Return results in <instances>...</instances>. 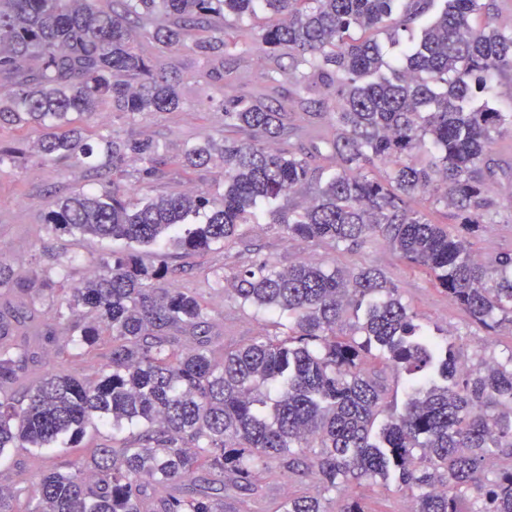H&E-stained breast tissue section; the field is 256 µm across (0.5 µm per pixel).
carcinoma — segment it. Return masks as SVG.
<instances>
[{"instance_id":"obj_1","label":"carcinoma","mask_w":512,"mask_h":512,"mask_svg":"<svg viewBox=\"0 0 512 512\" xmlns=\"http://www.w3.org/2000/svg\"><path fill=\"white\" fill-rule=\"evenodd\" d=\"M444 2L388 59L377 36L412 28L434 0H0V129L40 126L32 149L101 179L50 203L45 224L155 247L151 265L131 248L70 288L63 268L37 288L19 283L0 257L3 295L21 298L0 308V457L75 448L96 419L134 433L72 471H43L26 512H224L216 490L261 495L309 474L320 490L288 495L273 512H329L322 495L336 492L339 512H368L355 492L366 480L410 490L414 512H512V354L460 369L455 345L417 321L381 269L262 259L215 274L220 293L275 317L276 329L224 345L218 358L209 301L158 286L175 273L164 245L226 249L262 214L288 239L338 252L380 236L474 322L512 328V252L485 259L473 248L498 213L497 139L512 135V107L488 101L512 74V27L475 24L495 0ZM261 9L275 16L261 34L272 50L267 79L288 76L300 104L329 95L332 137L295 131L282 106L224 99V53L237 46L224 40L225 22ZM143 41L205 58L224 131L248 137L188 141L172 156L156 141L88 130L107 105L182 108L181 80L140 53ZM130 154L143 182L174 163L218 160L223 191L137 198L123 185ZM299 193L304 203L280 204ZM416 196L443 204L454 223L428 221L408 205ZM48 290L63 295L39 322ZM59 327L68 346L98 352L96 376L48 372L17 397ZM372 361L405 374L401 410L388 409ZM505 448L508 461L487 471ZM24 492L20 481L0 486V512H15Z\"/></svg>"}]
</instances>
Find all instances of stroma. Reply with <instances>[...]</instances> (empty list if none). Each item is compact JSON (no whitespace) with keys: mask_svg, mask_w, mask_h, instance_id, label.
Returning a JSON list of instances; mask_svg holds the SVG:
<instances>
[{"mask_svg":"<svg viewBox=\"0 0 512 512\" xmlns=\"http://www.w3.org/2000/svg\"><path fill=\"white\" fill-rule=\"evenodd\" d=\"M269 21L270 15L266 12L249 21V39L231 56L225 57L224 67L238 73L248 72V92L270 103L284 100L292 95L294 88L290 82L272 85L265 78L269 52L259 34ZM164 62L183 82L182 109L135 115L110 111L106 114V128L123 137L166 143L174 153L179 152L186 141L222 137L224 119L209 102L206 86L198 81L206 66L205 60L184 48L166 54ZM42 133L38 126L27 127L19 133L10 128L0 130V143L17 151L15 165L0 170V254L11 263L16 278L21 281L52 274L57 263L70 261L69 282L75 285L86 278L89 267L97 260L108 252L122 250L123 244L97 240L78 242L55 233L44 224L43 215L50 202L73 190L96 186L97 180L85 165L73 161L53 162L33 155L31 146ZM223 180L224 170L218 165L190 173L173 165L162 180L141 183L132 176L127 184L140 196L171 190L212 195ZM498 195L500 207L496 222L489 225L477 242L478 250L486 256L512 251V178L501 177ZM242 232L241 240L225 250L195 254H185L174 248L168 251L170 266L182 270L181 276L173 282L174 287L194 288L208 294L214 307L211 331L222 334L225 344L247 342L263 330L265 323L255 316L253 309L240 307L234 298L210 293L213 272L228 273L265 258L286 266L306 257L318 262L333 260L354 271L363 267L381 268L397 285L404 301L422 323L455 332L454 342L463 361L470 367H477L485 354L498 358L512 354V333L493 331L474 323L463 309L450 303L435 288L424 271L401 262L382 238H375L357 251L337 253L325 245L304 246L288 240L275 224H247ZM122 437V432L97 421L88 426L80 447L43 457L24 448L16 449L7 460L0 462V484L11 485L19 471L26 472L34 480L45 469L78 466L91 448Z\"/></svg>","mask_w":512,"mask_h":512,"instance_id":"obj_1","label":"stroma"}]
</instances>
